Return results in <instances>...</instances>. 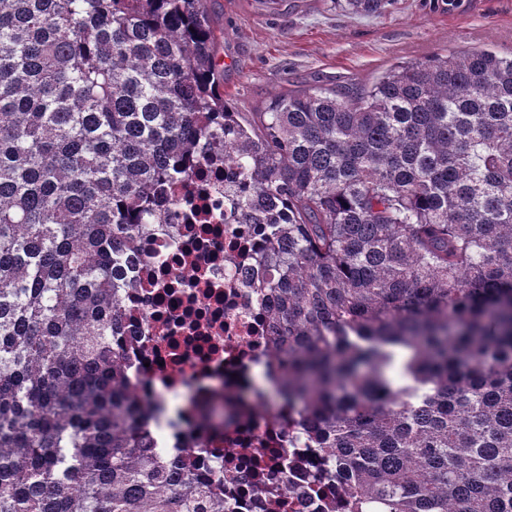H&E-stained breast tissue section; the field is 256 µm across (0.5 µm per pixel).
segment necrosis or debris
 Returning a JSON list of instances; mask_svg holds the SVG:
<instances>
[{
    "label": "necrosis or debris",
    "instance_id": "4bbe7bcc",
    "mask_svg": "<svg viewBox=\"0 0 512 512\" xmlns=\"http://www.w3.org/2000/svg\"><path fill=\"white\" fill-rule=\"evenodd\" d=\"M159 231L145 244L149 261L130 277L138 283L125 297L126 323L117 338L125 375L146 409L150 443L158 458L183 456L184 442L171 424L189 391L216 381L221 393H239L256 370L276 368L265 300L253 284L263 272L255 261L261 241L247 234L230 197L224 166L197 164L189 187L176 188ZM285 435L275 412H253L225 427L219 453L203 450L195 465L222 473L231 512H320L338 504L334 483L302 489L317 462L310 448L273 454ZM294 471H286L287 460Z\"/></svg>",
    "mask_w": 512,
    "mask_h": 512
}]
</instances>
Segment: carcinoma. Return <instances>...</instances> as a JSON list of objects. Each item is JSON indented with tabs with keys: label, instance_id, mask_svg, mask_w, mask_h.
Listing matches in <instances>:
<instances>
[{
	"label": "carcinoma",
	"instance_id": "cac0c4a2",
	"mask_svg": "<svg viewBox=\"0 0 512 512\" xmlns=\"http://www.w3.org/2000/svg\"><path fill=\"white\" fill-rule=\"evenodd\" d=\"M216 44L206 0H0V512H225L194 449L152 454L112 341L124 267L220 161L284 367L234 415L288 405L342 512H512V55L234 112Z\"/></svg>",
	"mask_w": 512,
	"mask_h": 512
}]
</instances>
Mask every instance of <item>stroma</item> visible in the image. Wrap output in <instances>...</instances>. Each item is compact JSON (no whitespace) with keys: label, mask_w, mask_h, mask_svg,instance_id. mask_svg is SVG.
Returning a JSON list of instances; mask_svg holds the SVG:
<instances>
[{"label":"stroma","mask_w":512,"mask_h":512,"mask_svg":"<svg viewBox=\"0 0 512 512\" xmlns=\"http://www.w3.org/2000/svg\"><path fill=\"white\" fill-rule=\"evenodd\" d=\"M216 62L234 111L260 112L278 93L369 86L399 64L466 49L512 53V0H394L361 16L332 0H207Z\"/></svg>","instance_id":"stroma-1"}]
</instances>
